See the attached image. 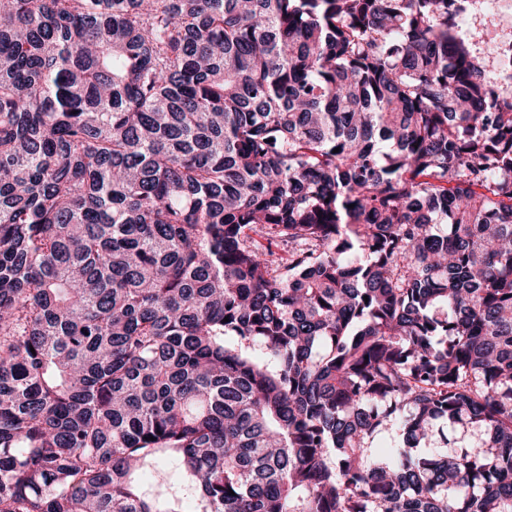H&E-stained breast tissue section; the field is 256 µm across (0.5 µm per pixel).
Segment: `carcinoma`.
Returning <instances> with one entry per match:
<instances>
[{
    "instance_id": "obj_1",
    "label": "carcinoma",
    "mask_w": 512,
    "mask_h": 512,
    "mask_svg": "<svg viewBox=\"0 0 512 512\" xmlns=\"http://www.w3.org/2000/svg\"><path fill=\"white\" fill-rule=\"evenodd\" d=\"M466 2L0 0V512H512Z\"/></svg>"
}]
</instances>
